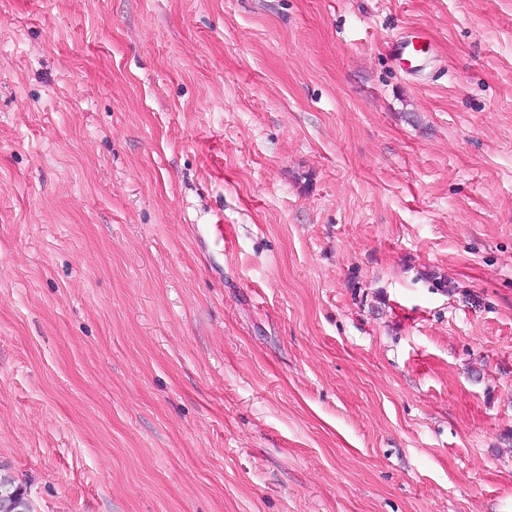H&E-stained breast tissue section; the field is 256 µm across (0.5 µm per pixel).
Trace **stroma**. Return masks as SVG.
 Wrapping results in <instances>:
<instances>
[{"instance_id": "35a3bbf8", "label": "stroma", "mask_w": 512, "mask_h": 512, "mask_svg": "<svg viewBox=\"0 0 512 512\" xmlns=\"http://www.w3.org/2000/svg\"><path fill=\"white\" fill-rule=\"evenodd\" d=\"M0 465L512 512V0H0Z\"/></svg>"}]
</instances>
